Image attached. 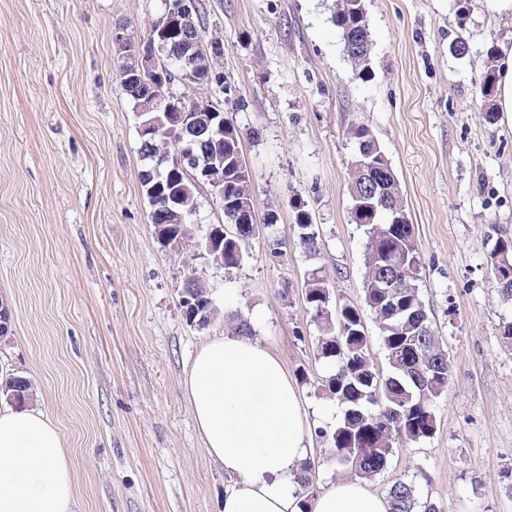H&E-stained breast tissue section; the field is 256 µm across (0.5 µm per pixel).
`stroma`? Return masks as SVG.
<instances>
[{
  "label": "stroma",
  "mask_w": 512,
  "mask_h": 512,
  "mask_svg": "<svg viewBox=\"0 0 512 512\" xmlns=\"http://www.w3.org/2000/svg\"><path fill=\"white\" fill-rule=\"evenodd\" d=\"M334 0H204L224 43V116L243 132L257 214L277 206L280 258L266 232L227 272L184 261L158 239L141 187L138 120L112 41L146 33L160 0H0V303L11 332L0 369L26 376L35 406L70 444L75 512H221L224 472L184 396V368L209 337L251 321L301 389L320 467L316 489L347 480L319 435L336 407L319 397L312 269L334 300L364 308L363 227L350 221L351 124L368 125L400 181L421 260L419 293L448 353L434 433L398 442L365 480L386 495L412 480L442 512H512V319L490 271L512 236V119L480 112L476 88L505 22L481 0H366L371 70L358 76L330 21ZM469 52L453 53L456 41ZM321 240L300 246L293 207ZM220 315L190 325L188 267Z\"/></svg>",
  "instance_id": "stroma-1"
}]
</instances>
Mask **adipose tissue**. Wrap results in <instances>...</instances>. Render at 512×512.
I'll return each mask as SVG.
<instances>
[{
  "label": "adipose tissue",
  "mask_w": 512,
  "mask_h": 512,
  "mask_svg": "<svg viewBox=\"0 0 512 512\" xmlns=\"http://www.w3.org/2000/svg\"><path fill=\"white\" fill-rule=\"evenodd\" d=\"M183 388L211 461L228 478L222 512H390L358 481L313 498L293 483L311 455L303 401L280 357L249 336L208 338L184 370ZM68 443L37 407L0 400V512H73Z\"/></svg>",
  "instance_id": "1"
}]
</instances>
